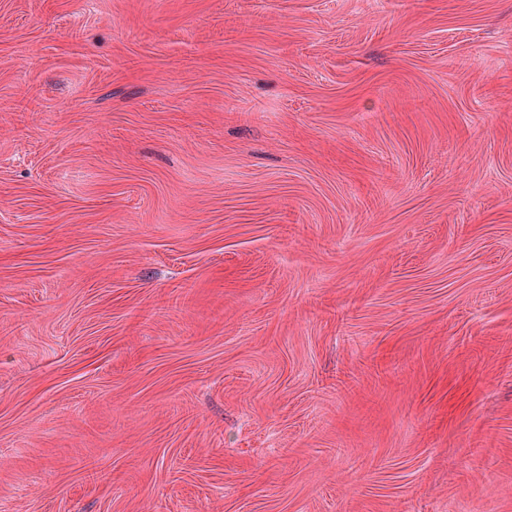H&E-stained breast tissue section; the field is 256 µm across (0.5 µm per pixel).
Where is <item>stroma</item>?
Segmentation results:
<instances>
[{
  "label": "stroma",
  "instance_id": "1",
  "mask_svg": "<svg viewBox=\"0 0 512 512\" xmlns=\"http://www.w3.org/2000/svg\"><path fill=\"white\" fill-rule=\"evenodd\" d=\"M0 512H512V0H0Z\"/></svg>",
  "mask_w": 512,
  "mask_h": 512
}]
</instances>
